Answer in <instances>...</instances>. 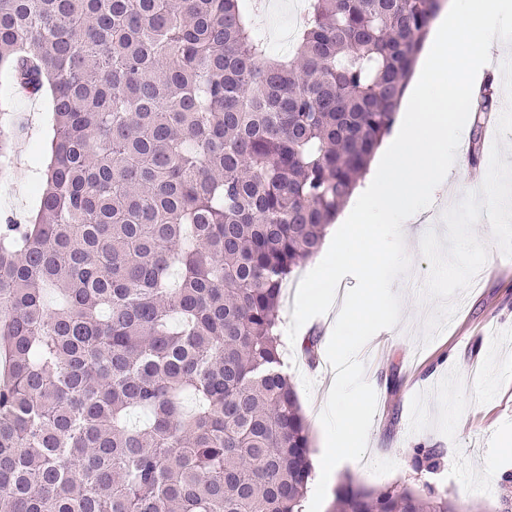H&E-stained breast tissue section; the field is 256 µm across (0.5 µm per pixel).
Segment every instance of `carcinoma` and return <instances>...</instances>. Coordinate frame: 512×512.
Here are the masks:
<instances>
[{"label":"carcinoma","mask_w":512,"mask_h":512,"mask_svg":"<svg viewBox=\"0 0 512 512\" xmlns=\"http://www.w3.org/2000/svg\"><path fill=\"white\" fill-rule=\"evenodd\" d=\"M258 2L0 0V68L56 123L36 216L0 224V512H304L282 290L443 0H308L286 60ZM328 512L483 510L349 480Z\"/></svg>","instance_id":"obj_1"}]
</instances>
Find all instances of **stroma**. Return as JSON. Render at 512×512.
<instances>
[{
  "mask_svg": "<svg viewBox=\"0 0 512 512\" xmlns=\"http://www.w3.org/2000/svg\"><path fill=\"white\" fill-rule=\"evenodd\" d=\"M497 106L469 116L460 145L467 160L476 139L494 148L477 165L453 170L441 199L445 227L415 224L406 237L411 270L392 289L402 318L377 333L360 352L366 379L376 380V410L369 443L358 465L331 474L325 500L333 502L345 480L373 489L394 485L448 494L462 506L492 512L512 491V228L492 234L501 210L512 204V104L496 89ZM39 111L40 133L13 137L9 166H0V219L36 213L54 135L48 97L19 94L0 70V127ZM502 177L493 204L475 207L466 223H453L455 200L480 195L487 172ZM284 361L309 425L312 455L325 446L319 419L334 372L325 354L308 363L299 344H285ZM443 449L439 467L414 470L415 447Z\"/></svg>",
  "mask_w": 512,
  "mask_h": 512,
  "instance_id": "stroma-1",
  "label": "stroma"
}]
</instances>
